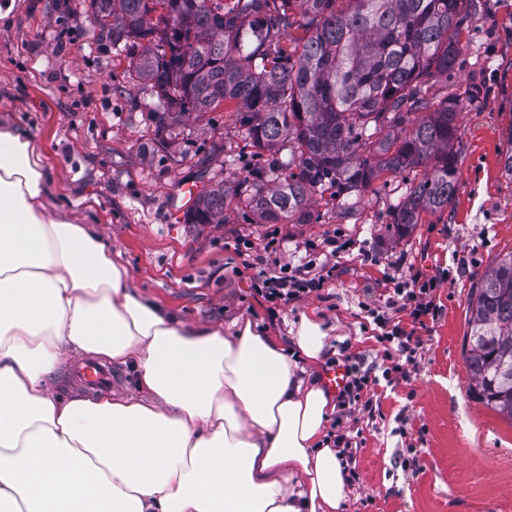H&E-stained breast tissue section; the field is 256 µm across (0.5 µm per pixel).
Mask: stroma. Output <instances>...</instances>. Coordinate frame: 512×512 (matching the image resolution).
Here are the masks:
<instances>
[{"instance_id": "1", "label": "stroma", "mask_w": 512, "mask_h": 512, "mask_svg": "<svg viewBox=\"0 0 512 512\" xmlns=\"http://www.w3.org/2000/svg\"><path fill=\"white\" fill-rule=\"evenodd\" d=\"M0 21V119L29 129L48 173L50 207L99 227L130 275L131 287L186 323H231L248 317L257 329L291 345L301 316L327 333L313 377L344 357L382 361L373 322L385 314L422 340L407 378L391 373L374 390L373 409L328 421L326 439L349 438L343 456L358 477L344 512H512V421L475 400L463 355L473 288L493 261L512 253V182L500 155L512 127V0H479L447 77L429 82L435 99L463 95L472 84L487 99L458 118L459 179L452 204L423 214L408 237L387 229L390 211L413 183L388 176L315 224H183L171 208L184 184L201 174L248 176L250 153L223 109L155 130L158 99L126 76V53L93 35L88 0H18ZM280 243L282 260L329 266L324 288L284 307L258 294L259 266L245 265L243 243L262 252ZM336 256H329L328 240ZM434 280V315L415 322L386 308L394 289Z\"/></svg>"}]
</instances>
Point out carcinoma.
Segmentation results:
<instances>
[{
  "instance_id": "1",
  "label": "carcinoma",
  "mask_w": 512,
  "mask_h": 512,
  "mask_svg": "<svg viewBox=\"0 0 512 512\" xmlns=\"http://www.w3.org/2000/svg\"><path fill=\"white\" fill-rule=\"evenodd\" d=\"M473 0H89L93 32L124 42L129 78L150 86L157 132L232 107L264 165L197 194L186 224H311L318 202L352 196L387 174L421 172L391 212L403 238L442 212L458 184V116L489 91L438 106L425 83L448 76ZM288 147V160L277 157ZM463 354L473 397L512 421L495 377L512 364V254L489 266L469 307Z\"/></svg>"
}]
</instances>
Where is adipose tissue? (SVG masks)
<instances>
[{
	"instance_id": "ef3b65f1",
	"label": "adipose tissue",
	"mask_w": 512,
	"mask_h": 512,
	"mask_svg": "<svg viewBox=\"0 0 512 512\" xmlns=\"http://www.w3.org/2000/svg\"><path fill=\"white\" fill-rule=\"evenodd\" d=\"M46 195L31 135L0 124V512H342L331 400L302 377L320 323L301 317L295 360L247 318L186 324ZM84 356L131 365L137 393L50 390Z\"/></svg>"
}]
</instances>
